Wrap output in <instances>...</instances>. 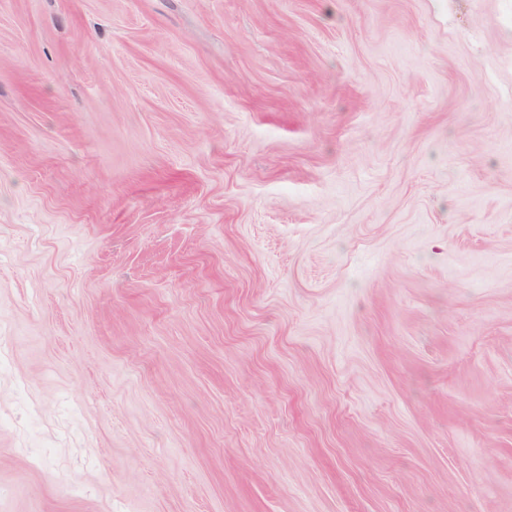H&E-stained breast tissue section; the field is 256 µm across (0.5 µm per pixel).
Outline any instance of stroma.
<instances>
[{
  "instance_id": "stroma-1",
  "label": "stroma",
  "mask_w": 512,
  "mask_h": 512,
  "mask_svg": "<svg viewBox=\"0 0 512 512\" xmlns=\"http://www.w3.org/2000/svg\"><path fill=\"white\" fill-rule=\"evenodd\" d=\"M0 512H512V0H0Z\"/></svg>"
}]
</instances>
